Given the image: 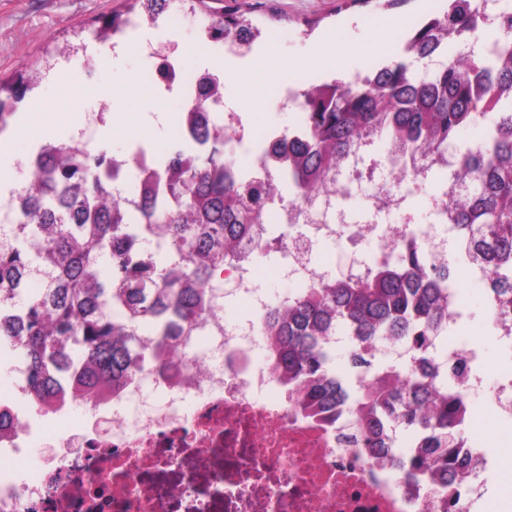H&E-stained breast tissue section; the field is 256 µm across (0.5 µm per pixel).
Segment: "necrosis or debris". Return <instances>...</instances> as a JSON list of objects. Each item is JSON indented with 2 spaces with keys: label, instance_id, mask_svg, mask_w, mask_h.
<instances>
[{
  "label": "necrosis or debris",
  "instance_id": "necrosis-or-debris-1",
  "mask_svg": "<svg viewBox=\"0 0 512 512\" xmlns=\"http://www.w3.org/2000/svg\"><path fill=\"white\" fill-rule=\"evenodd\" d=\"M145 78L179 86L186 104L204 90L202 74L187 73L168 54L158 56ZM200 117L221 122L225 141L234 152L249 153L252 166L279 170L273 151L280 133L268 132L251 148L237 115L214 105ZM455 163L451 153L440 160L424 153L376 159L360 142L332 187L316 191L312 208L281 212V222L309 233L288 244L277 277L304 289L319 284L323 274L311 253L318 240L335 239L344 223L336 201L351 188L354 170L375 169L362 192L397 209L401 198L390 189L397 175L425 181ZM110 167L113 189L129 203L144 181L159 175L153 151L141 144L113 155ZM259 277L250 252L225 264L230 292L212 293L178 346L159 349L142 372L84 402L82 416L68 404L27 408V376L16 367L0 393V512H449L484 498L491 460L469 438L456 443L471 463L461 482H412L371 458L344 413L319 423L299 411L266 355L262 319L269 302ZM230 293L246 300L251 319L225 316ZM458 358L467 365L457 385L464 421L479 403L511 418L512 367L495 369L486 380L477 343L469 338L449 346L446 361ZM34 443L44 455L40 466L28 467Z\"/></svg>",
  "mask_w": 512,
  "mask_h": 512
}]
</instances>
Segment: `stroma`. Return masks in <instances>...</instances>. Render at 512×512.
<instances>
[{
    "mask_svg": "<svg viewBox=\"0 0 512 512\" xmlns=\"http://www.w3.org/2000/svg\"><path fill=\"white\" fill-rule=\"evenodd\" d=\"M238 3L261 31L258 42L244 55L225 52L220 44L203 43L198 34L201 15L181 10L175 2L158 24L144 25L128 33L127 38L138 43L151 39L170 44L180 65L191 71L219 63L226 106L239 114L247 135L259 137L272 130H287L298 120L295 112L279 109L270 100L274 85L284 75L305 73L315 83L327 80V69L311 65L310 59L328 33L342 30L345 42L358 46V53L340 58L354 76L397 56L401 50L397 34L406 22L440 10L444 0H407L391 10L383 9L376 0L345 10L340 7L341 0H238ZM125 8L124 0H0V76L34 71L35 84L27 92V99L37 100L48 109L62 105L64 111L80 118L92 106L80 92L89 82L85 61L91 57L103 59L94 82L101 99L108 102L111 115L130 113L138 124L149 128L147 144L156 155L162 156L174 146L172 126L181 103L180 94L145 86L137 97L126 96L124 89L130 78L140 77L148 68L149 59L137 49L123 58H112L106 45L96 44L93 35L94 20ZM269 50L283 61L284 67L264 85L262 92L267 103L263 112L256 113L240 76L256 68ZM62 69L72 81L65 98L61 97L60 84L55 79ZM437 188V180H430L424 193L410 198L405 207L380 216L373 214L368 200L360 193L342 202L341 207L347 212L354 231L377 221L425 228L433 221L426 205L427 197ZM458 289L469 317L444 336V343L462 336L473 337L482 347L484 361L497 364L502 352L492 337L481 290L464 275L458 280ZM465 434L489 452L494 471L502 477L490 494L497 512H512V427L498 416L482 411L466 427Z\"/></svg>",
    "mask_w": 512,
    "mask_h": 512,
    "instance_id": "obj_1",
    "label": "stroma"
}]
</instances>
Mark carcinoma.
Wrapping results in <instances>:
<instances>
[{"instance_id":"1","label":"carcinoma","mask_w":512,"mask_h":512,"mask_svg":"<svg viewBox=\"0 0 512 512\" xmlns=\"http://www.w3.org/2000/svg\"><path fill=\"white\" fill-rule=\"evenodd\" d=\"M209 22L211 33L232 43L260 35L252 20L224 0H189ZM169 0H132L156 20ZM127 23L113 14L102 20L97 38L106 42ZM497 38L480 46L485 31ZM404 55L379 65L374 78L334 79L307 89L300 133L286 132L288 162L278 175L291 186L284 195L273 178L237 172L233 151L221 129L194 131V141L159 160L165 191L148 187L133 210L107 185L104 151L72 159L73 146L56 145L42 164V176L22 187L18 217L26 246L0 250V304L16 311L0 318V347L18 337L15 351L28 374L31 407L50 406L69 393L75 400L100 394L109 382L131 377L160 346L178 345L180 324L206 306V290L223 283L224 262L257 225L273 223L275 207L312 204L313 191L349 156L352 146L376 135L399 152L440 155L473 125V117L495 113L483 143L457 155L459 168L448 181L465 182L453 207L460 243L458 261H476L491 275L492 287L512 296V7L487 23L482 0H448V11L415 27ZM465 45L466 55L417 75L408 59L439 56ZM33 77L19 73L0 80V134L14 122ZM223 78L209 72L207 106L222 96ZM169 243L166 259L144 248L154 227ZM422 246L404 249L370 264L356 279H328L270 306L264 323L278 381L297 408L328 420L344 410L355 419L364 447L391 461L399 477L432 474L455 480L467 468L453 442L462 438L459 365L437 375L432 366L437 337L448 333V295L439 287L449 273L422 261ZM49 273L46 287L18 303L19 285L31 267ZM352 337L350 364L359 390L351 392L332 369L333 336ZM392 336L414 356L405 366L380 365L373 343ZM394 423L414 433V446L397 456L387 433Z\"/></svg>"}]
</instances>
